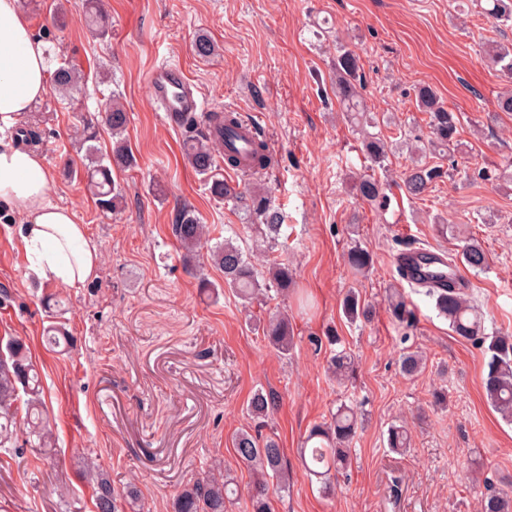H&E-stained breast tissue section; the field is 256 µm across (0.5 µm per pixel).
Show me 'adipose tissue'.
I'll use <instances>...</instances> for the list:
<instances>
[{
	"instance_id": "1",
	"label": "adipose tissue",
	"mask_w": 512,
	"mask_h": 512,
	"mask_svg": "<svg viewBox=\"0 0 512 512\" xmlns=\"http://www.w3.org/2000/svg\"><path fill=\"white\" fill-rule=\"evenodd\" d=\"M48 89L45 43L35 36L20 0H0V204L20 221L35 276L76 288L96 278L98 246L75 211L51 200L53 173L45 155L11 136Z\"/></svg>"
}]
</instances>
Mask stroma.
Masks as SVG:
<instances>
[{
    "instance_id": "obj_1",
    "label": "stroma",
    "mask_w": 512,
    "mask_h": 512,
    "mask_svg": "<svg viewBox=\"0 0 512 512\" xmlns=\"http://www.w3.org/2000/svg\"><path fill=\"white\" fill-rule=\"evenodd\" d=\"M108 33L96 37L86 21V0H20L48 49V66L76 68L81 109L48 93L26 124L37 125L41 149L54 173L51 197L75 210L97 242V278L79 288L37 280L18 233L0 222V341L20 337L36 363L51 452L0 448V512H95L94 483L83 458L96 461L115 487L133 481L141 512H173L181 491L213 465L235 477L238 504L247 512L251 492L232 436L250 426L246 408L255 392L273 395L265 433L275 435L288 461L289 480L274 492L276 512H478L481 486L468 474L480 469L493 483L512 479V424L493 410L483 388L481 346L452 336L423 290L408 286L396 265L408 246L457 255L460 241L478 239L488 267L462 269L471 302L486 326L512 334V112L496 108L511 89L491 66L487 51L512 42V27L483 14L486 0H103ZM63 10L64 26L52 22ZM206 34L216 51L197 57L195 37ZM360 58L362 95L378 123L428 135V116L415 89L431 86L460 116L455 171L419 199L409 198L407 150L372 170L361 135L342 117L334 93V45ZM179 65L206 111L238 113L258 121L275 164L260 176L224 169L233 184L269 188L288 212L285 247L273 258L288 262L298 293L269 292L265 303L243 309L224 290V275L209 261L202 272L220 290L204 294L184 267L173 236L182 207L195 210L214 236L248 244L242 213L215 201L203 176L182 157L183 133L148 100L150 71ZM119 91L130 121L126 137L138 165L114 172L123 191L119 210L102 213L82 176L77 131L99 101ZM501 169L497 180L476 178L475 168ZM376 173L388 202L357 197L353 176ZM445 217L455 234L440 235ZM371 252L372 270L353 274L351 244ZM357 289L373 305L366 323H348L340 301ZM398 288L417 309L411 341L426 358L424 371L399 372L400 335L386 295ZM287 311L294 348L281 357L259 326L270 312ZM66 327L68 353L47 348L44 331ZM337 329L358 360L355 384L327 373ZM446 389V404L433 403ZM364 419L351 444L354 463L336 478V494L322 496L302 470L297 450L309 429L340 404ZM407 423L412 445L399 455L386 445L396 420Z\"/></svg>"
}]
</instances>
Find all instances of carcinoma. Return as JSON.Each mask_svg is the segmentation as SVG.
Listing matches in <instances>:
<instances>
[{"label":"carcinoma","instance_id":"carcinoma-1","mask_svg":"<svg viewBox=\"0 0 512 512\" xmlns=\"http://www.w3.org/2000/svg\"><path fill=\"white\" fill-rule=\"evenodd\" d=\"M486 15L494 22L506 24L512 21V0H492V7ZM490 62L500 67L503 75L512 81V44H499L489 54ZM336 71V98L340 100L348 120L358 127L368 124L366 106L360 93L361 82L359 58L345 45H336L334 60ZM79 76L68 65L58 67L51 78L53 90L68 94L75 90ZM416 106L429 116L427 140H403L415 143L418 156L425 153L440 159L448 157L455 163L454 152L458 146L457 134L459 117L457 112L440 101L435 90L422 85L416 89ZM102 120L112 131L109 151L102 153L95 142L98 130L95 124H83V142L87 143L84 177L90 188L95 204L103 213L117 210L123 199L121 188L112 179V168H132L136 159L123 133L128 124L127 112L118 103V96L110 94L104 104ZM241 119L235 112H208L205 116L183 115L178 118V127L185 131L182 155L184 162L196 173L205 177V185L213 199L233 202L246 220L247 227L255 228L257 235L252 245L242 249L228 238L210 247L213 264L224 273V286L246 304L263 301L268 290L288 296L294 291L293 269L284 262H268L262 266L252 261L255 252L264 254L273 249L279 240L287 215L275 205L268 191L260 186L240 187L232 185L216 173L217 157L224 159L227 167L235 168L238 158L224 153L222 135L240 126ZM362 151L372 165L383 167L388 158V144L379 136L363 132ZM248 156L254 165L253 172L263 171L273 165V157L265 140L257 137L248 148ZM442 177L438 164L430 165L416 160L404 174L405 192L418 198L429 191L432 183ZM356 194L371 204L384 206L387 203L385 184L375 175L363 174L353 183ZM173 234L181 250L186 267L195 266L197 253L203 240L210 237L206 225L202 224L194 211L183 208L175 217ZM482 271L487 266V255L478 240L468 237L461 246L458 259L448 258V278L445 287L439 288L438 277L430 275L420 280L425 295L434 300L438 314L448 320L452 333L466 341H473L485 348L488 357L483 387L491 405L512 422V335L487 332L484 315L467 298L464 285L454 277L453 267L457 263ZM348 264L352 271L363 274L373 264L370 252L358 245L348 250ZM390 314L401 340H409L408 330L415 321V310L408 298L399 290L390 291L387 298ZM342 312L353 324L367 322L373 315L371 305L350 290L342 299ZM262 334L277 353L286 356L293 349V332L288 313L271 314L262 325ZM326 341L331 346L328 370L336 381L346 384L355 380L356 366L353 354L342 346V340L332 330L327 331ZM6 359L0 361V447L11 448L15 444L14 432L17 421L13 408L20 394L24 400L25 416L29 436L40 448L53 447L52 433L43 418L39 374L32 363L24 343L10 339L5 344ZM400 370L407 378L417 376L423 369L419 351L404 348L399 359ZM275 404L269 394L256 392L249 402L253 419L262 421ZM360 421L354 409L340 405L331 415V420L314 425L307 435L298 455L302 467L309 475L316 477L324 495L331 496L336 490V475L346 471L352 464L350 443L355 437ZM411 436L406 424H394L388 429V448L401 454L410 446ZM234 449L254 476L253 489L249 498L250 512H274L270 485L280 487L288 484V464L278 440L272 436L262 437L249 428L239 431L234 437ZM93 472L95 483V508L97 512H120L121 503L134 506L138 491L128 486L118 491L112 486L108 474L100 471L91 462L87 463ZM235 480L222 471L210 472L199 477L173 502V512H230L234 503ZM480 512H512V499L503 491L487 486L479 501Z\"/></svg>","mask_w":512,"mask_h":512}]
</instances>
